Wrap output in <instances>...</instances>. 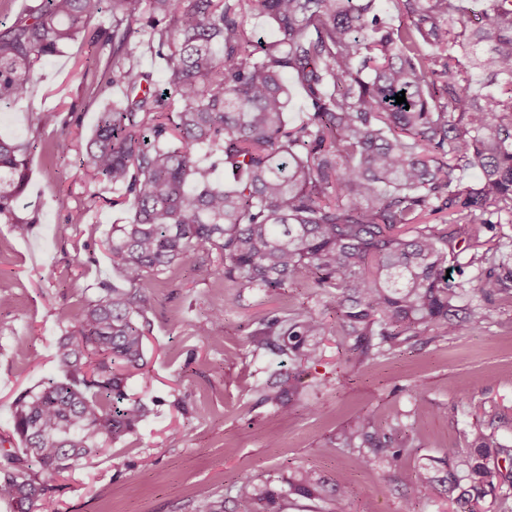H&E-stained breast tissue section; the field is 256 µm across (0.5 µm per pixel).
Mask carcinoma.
I'll return each mask as SVG.
<instances>
[{"instance_id":"carcinoma-1","label":"carcinoma","mask_w":512,"mask_h":512,"mask_svg":"<svg viewBox=\"0 0 512 512\" xmlns=\"http://www.w3.org/2000/svg\"><path fill=\"white\" fill-rule=\"evenodd\" d=\"M385 23L365 0H43L0 30V107L27 97L41 64L77 38L112 47L88 90L125 85L118 107L99 113L82 151L91 180L130 204L106 239L125 286L99 285L94 300L57 342L59 376L13 401L24 456L0 448V498L13 512H42L50 480L76 470L133 434L146 407L126 394V372L141 370L149 323L141 287L149 274L194 269L202 249L222 263L228 288L279 296L300 280L336 290V335L354 338L357 363L412 345L429 329L452 336L482 329L488 314L448 286V259L461 245L482 297L512 302V265L487 232L512 217V0H493L482 26H468L459 0H395ZM112 29L93 27L103 10ZM262 14L278 38L257 54L245 18ZM138 27H133V24ZM141 30L163 56L162 87L134 72L128 45ZM311 112L287 118L286 77ZM481 90L471 92L474 76ZM405 93L406 104L394 96ZM31 143L0 137V222L21 236L28 222L13 202L28 178ZM224 168L229 182L215 179ZM476 170L480 183L464 182ZM448 213L439 224L427 215ZM325 323L306 308L258 322L254 351L300 366L322 356ZM286 414L298 379L260 390ZM364 468L411 453L370 416L336 437ZM512 450L481 430L471 448L448 452V491L478 512L488 496L508 500ZM39 471H32V466ZM294 493L312 497L306 474ZM437 491L422 464L414 500ZM240 490L236 512H261Z\"/></svg>"}]
</instances>
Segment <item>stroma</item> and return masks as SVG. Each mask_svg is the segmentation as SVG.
<instances>
[{
  "label": "stroma",
  "mask_w": 512,
  "mask_h": 512,
  "mask_svg": "<svg viewBox=\"0 0 512 512\" xmlns=\"http://www.w3.org/2000/svg\"><path fill=\"white\" fill-rule=\"evenodd\" d=\"M108 55L76 42L42 65L27 98L0 110L1 136L35 143L28 185L15 203L32 227L21 236L0 223V294L13 299L0 308V437L12 433L14 397L55 375L57 341L99 283L121 279L103 241L113 225L126 222L128 208L112 205L111 189L93 183L78 160L104 102L122 98L117 88L104 99L86 90L88 71ZM41 110L59 112V126L32 127V113ZM63 137L71 149L60 154L54 145ZM62 191L70 195L66 209L56 203ZM79 208L86 219L75 225L70 213ZM218 263L216 252L204 250L196 269L144 279L147 365L130 376L127 393L150 414L125 442L54 480L43 512H197L204 491L223 502L224 512H234L245 485L274 495L275 512H330L340 487L348 512H460L456 496L444 490L429 501H407L409 475L434 459L436 476L445 477L449 449L468 448L475 429L512 448V303L487 302L483 330L464 327L356 368L349 345L336 337L330 295L299 283L276 301L256 288H228L215 272ZM215 307L223 308L224 320L213 342L199 336L198 326ZM299 307L326 324L323 356L283 416L258 393L277 379L280 359L254 352L249 335L259 320ZM415 382L425 387L424 404L410 396ZM361 411L394 438H412L411 454L395 464L378 460L356 468L336 436ZM269 431L276 446L265 439ZM300 470L318 481L320 496L290 492Z\"/></svg>",
  "instance_id": "obj_1"
}]
</instances>
